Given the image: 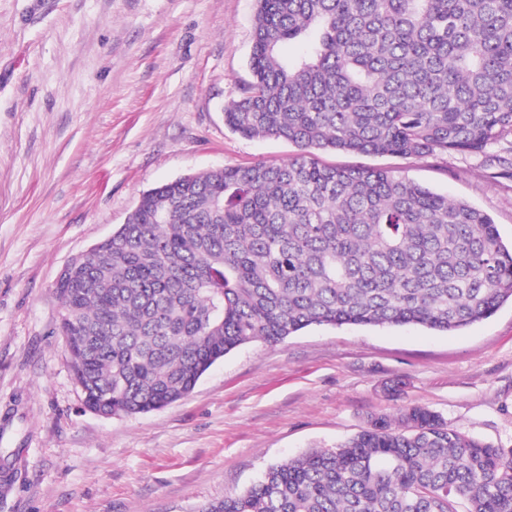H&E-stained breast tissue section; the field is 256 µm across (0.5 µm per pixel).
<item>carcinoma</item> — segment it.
<instances>
[{
  "label": "carcinoma",
  "instance_id": "obj_1",
  "mask_svg": "<svg viewBox=\"0 0 512 512\" xmlns=\"http://www.w3.org/2000/svg\"><path fill=\"white\" fill-rule=\"evenodd\" d=\"M305 40L291 58L283 47ZM251 79L224 112L299 153L142 194L55 291L85 406L134 416L248 343L310 326L459 333L512 301L493 219L393 170L315 150L480 155L512 134V0H258ZM512 512V448L421 406L268 468L198 512Z\"/></svg>",
  "mask_w": 512,
  "mask_h": 512
}]
</instances>
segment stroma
Masks as SVG:
<instances>
[{
  "mask_svg": "<svg viewBox=\"0 0 512 512\" xmlns=\"http://www.w3.org/2000/svg\"><path fill=\"white\" fill-rule=\"evenodd\" d=\"M256 0H0V512H198L272 465L333 448L411 405L512 447V304L449 335L311 326L216 362L184 399L135 416L83 404L54 285L140 196L222 166L283 163L224 110L250 80ZM398 171L490 214L512 241V140L487 157L317 151Z\"/></svg>",
  "mask_w": 512,
  "mask_h": 512,
  "instance_id": "stroma-1",
  "label": "stroma"
}]
</instances>
